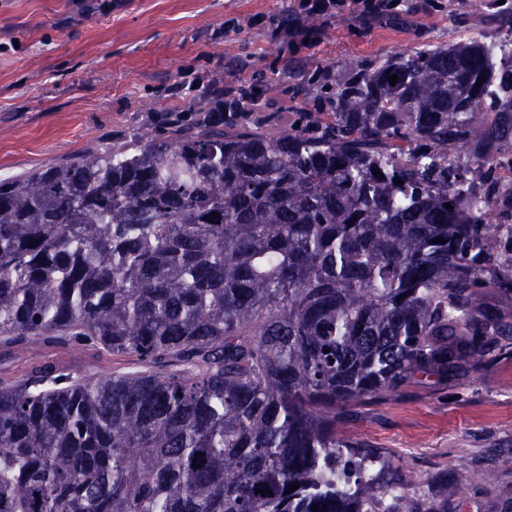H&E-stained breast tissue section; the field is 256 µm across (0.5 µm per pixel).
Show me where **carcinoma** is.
Wrapping results in <instances>:
<instances>
[{
	"label": "carcinoma",
	"instance_id": "carcinoma-1",
	"mask_svg": "<svg viewBox=\"0 0 512 512\" xmlns=\"http://www.w3.org/2000/svg\"><path fill=\"white\" fill-rule=\"evenodd\" d=\"M288 77L273 115L256 71L191 128L0 181V349L143 367L0 381V512H413L339 427L512 336V34Z\"/></svg>",
	"mask_w": 512,
	"mask_h": 512
}]
</instances>
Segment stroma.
Wrapping results in <instances>:
<instances>
[{
    "label": "stroma",
    "mask_w": 512,
    "mask_h": 512,
    "mask_svg": "<svg viewBox=\"0 0 512 512\" xmlns=\"http://www.w3.org/2000/svg\"><path fill=\"white\" fill-rule=\"evenodd\" d=\"M403 22L366 26L347 17L315 29L298 52L310 68L499 37L498 0H409ZM301 0H0V179L125 145L137 129L160 132L166 112H196L201 86L248 83L288 51L272 18ZM246 59L233 70L229 61ZM72 375L136 370L134 358L47 347L38 361L0 349V381L36 366ZM341 432L379 449L387 474L406 483L417 512H512V340L452 377H415L346 416ZM467 500L434 489L456 470Z\"/></svg>",
    "instance_id": "stroma-1"
}]
</instances>
